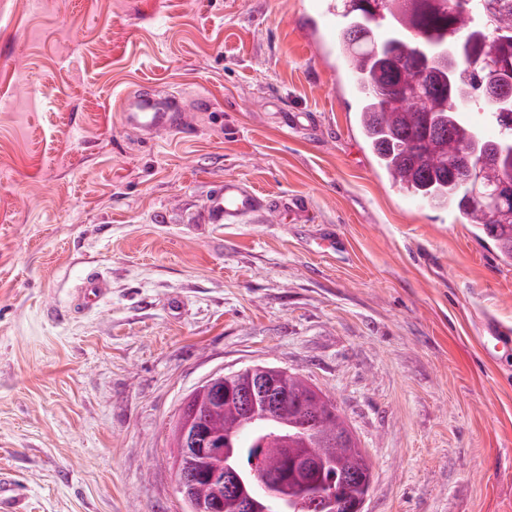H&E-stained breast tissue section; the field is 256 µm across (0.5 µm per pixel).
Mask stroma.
Returning a JSON list of instances; mask_svg holds the SVG:
<instances>
[{
	"label": "stroma",
	"mask_w": 512,
	"mask_h": 512,
	"mask_svg": "<svg viewBox=\"0 0 512 512\" xmlns=\"http://www.w3.org/2000/svg\"><path fill=\"white\" fill-rule=\"evenodd\" d=\"M329 3L0 0V471L26 512H184L170 425L257 364L337 405L364 512H512V353L477 341L512 332V265L376 171ZM126 94L176 96L181 128L127 127ZM227 179L267 207L206 223ZM79 291L83 302L87 306H94L105 295V280L100 274H89L82 279ZM483 335L480 336L483 340L486 350L491 354L493 351L512 350V335L508 332H503L494 323H487L483 329Z\"/></svg>",
	"instance_id": "obj_1"
}]
</instances>
